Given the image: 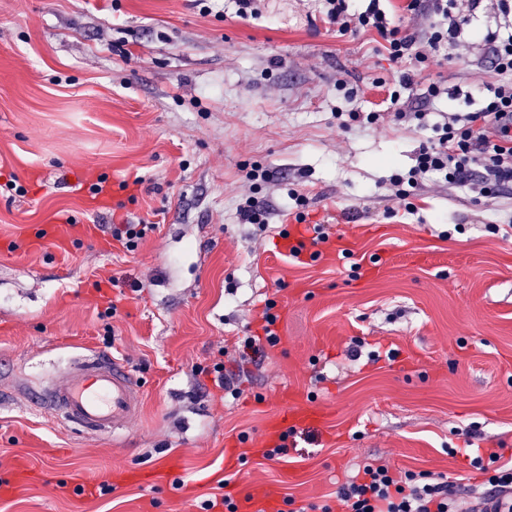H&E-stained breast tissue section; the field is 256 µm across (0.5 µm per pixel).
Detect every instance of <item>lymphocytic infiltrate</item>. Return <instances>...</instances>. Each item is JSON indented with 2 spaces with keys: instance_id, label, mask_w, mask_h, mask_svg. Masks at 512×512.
I'll return each mask as SVG.
<instances>
[{
  "instance_id": "f902f5d3",
  "label": "lymphocytic infiltrate",
  "mask_w": 512,
  "mask_h": 512,
  "mask_svg": "<svg viewBox=\"0 0 512 512\" xmlns=\"http://www.w3.org/2000/svg\"><path fill=\"white\" fill-rule=\"evenodd\" d=\"M326 19L339 32H373L393 61L411 62L389 93L391 112L350 113L352 121L368 124L396 118L415 128L425 125L426 111L413 109L410 96L418 85L419 64L441 51L460 46L483 0H467L466 10L452 0H409L408 8L425 12L428 31L407 33L393 27L381 0H369L364 11L349 12L347 0H324ZM503 30L483 37L484 55L494 74L477 93L476 108L449 116L437 138L422 143L415 166L407 176L390 183L392 199L405 210L407 197L426 174L441 175L451 186L469 188L475 198H493L512 186V8L500 0ZM475 466L487 476L490 495L462 497L454 482L433 481L430 473L391 472L384 466H364L361 475L342 485L336 498L343 512H512V464L503 463L497 451L476 455Z\"/></svg>"
}]
</instances>
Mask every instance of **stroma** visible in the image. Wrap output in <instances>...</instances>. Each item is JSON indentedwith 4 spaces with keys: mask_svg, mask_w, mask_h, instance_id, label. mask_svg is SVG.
Here are the masks:
<instances>
[{
    "mask_svg": "<svg viewBox=\"0 0 512 512\" xmlns=\"http://www.w3.org/2000/svg\"><path fill=\"white\" fill-rule=\"evenodd\" d=\"M209 5L0 0V477L28 471L0 490V512H202L228 488L333 506L368 464L483 493L471 448L512 458V235L489 231L512 225V189L476 203L430 178L406 212L387 189L426 133L336 120L386 109L405 65L380 37L340 34L321 0H257L248 19L233 0ZM492 77L480 46L432 57L420 79L448 92L430 124L471 110L465 91ZM256 166L272 180L247 181ZM90 175L108 208L78 194ZM245 195L267 223L242 220ZM300 212L329 235L307 265L281 237ZM68 219L96 238L63 253L23 244L25 229ZM128 221L146 224L131 251L110 232ZM269 299L282 340L245 357ZM355 338L380 359L350 360ZM95 351L143 390L139 416L109 438L33 403ZM219 361L225 395L209 375ZM294 407L320 423L265 458L268 420ZM171 464L164 486L111 480Z\"/></svg>",
    "mask_w": 512,
    "mask_h": 512,
    "instance_id": "obj_1",
    "label": "stroma"
}]
</instances>
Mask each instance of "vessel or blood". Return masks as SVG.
<instances>
[{
  "instance_id": "vessel-or-blood-1",
  "label": "vessel or blood",
  "mask_w": 512,
  "mask_h": 512,
  "mask_svg": "<svg viewBox=\"0 0 512 512\" xmlns=\"http://www.w3.org/2000/svg\"><path fill=\"white\" fill-rule=\"evenodd\" d=\"M45 241L70 250L75 242L68 224H48L40 233L27 236V246ZM141 387L130 370L118 359L94 353L74 360L62 380L48 382L39 404L44 411L79 431L92 435H116L136 417ZM312 413L289 411L272 417L266 437L277 441L292 427L313 421Z\"/></svg>"
}]
</instances>
